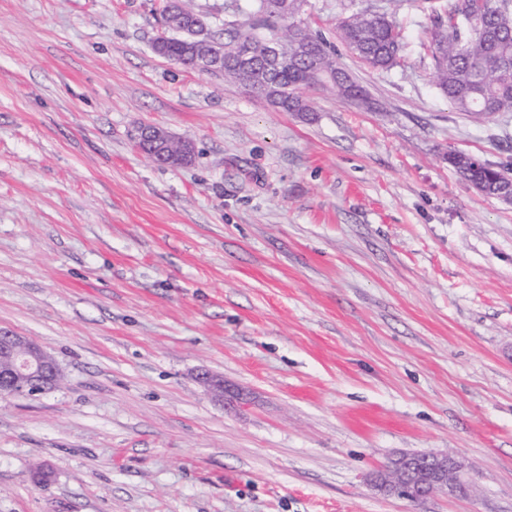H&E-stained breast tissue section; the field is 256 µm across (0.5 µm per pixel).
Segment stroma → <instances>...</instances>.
Returning a JSON list of instances; mask_svg holds the SVG:
<instances>
[{"label":"stroma","instance_id":"obj_1","mask_svg":"<svg viewBox=\"0 0 512 512\" xmlns=\"http://www.w3.org/2000/svg\"><path fill=\"white\" fill-rule=\"evenodd\" d=\"M439 2L306 0L328 39L369 9L406 48L338 49L370 108L304 116L156 55L162 0H0V330L65 373L0 395V512H512V204L447 161L511 164L512 112L436 88ZM423 452L465 493L373 488Z\"/></svg>","mask_w":512,"mask_h":512}]
</instances>
